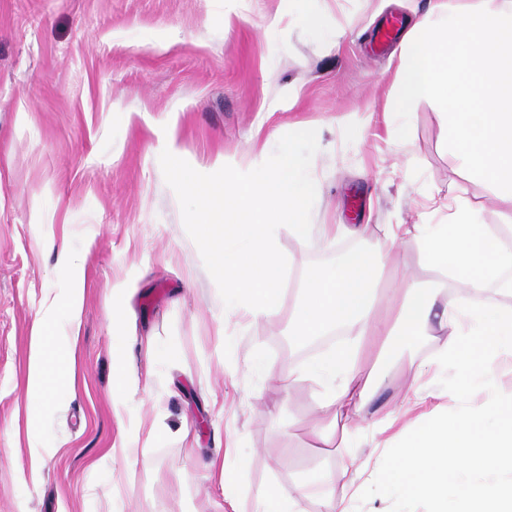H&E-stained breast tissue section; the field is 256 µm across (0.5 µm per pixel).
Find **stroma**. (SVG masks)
<instances>
[{
    "label": "stroma",
    "instance_id": "obj_1",
    "mask_svg": "<svg viewBox=\"0 0 512 512\" xmlns=\"http://www.w3.org/2000/svg\"><path fill=\"white\" fill-rule=\"evenodd\" d=\"M429 0H0V512H252L269 486L331 472L336 451L308 429L319 414L314 382L285 386L289 367L326 351L288 342L307 270L333 268L354 248L378 252L386 224L418 218L427 197L466 186L486 225L501 224L495 190L448 152L441 105L422 99L408 123L382 120L395 103L401 39L374 48L389 19L406 24ZM313 129L318 151L313 229L279 228L288 260L277 310L255 319L227 312L184 227L159 155L175 136L182 157L248 171L258 150ZM324 224H368L367 238L324 239ZM82 256L71 273L60 244ZM411 278L441 283L465 305L477 297L427 267L417 241L398 250ZM128 282L124 326L108 311ZM83 292L72 370L50 401L28 391L32 322L70 289ZM148 388L113 404L117 358ZM442 415L481 412L491 394L456 365L431 375ZM139 460L109 461L130 427ZM46 454L30 455L32 441ZM353 454L369 460L355 512H428L404 497L395 450L361 432ZM237 477L224 498L211 460Z\"/></svg>",
    "mask_w": 512,
    "mask_h": 512
}]
</instances>
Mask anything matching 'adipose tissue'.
I'll return each instance as SVG.
<instances>
[{"label": "adipose tissue", "instance_id": "obj_1", "mask_svg": "<svg viewBox=\"0 0 512 512\" xmlns=\"http://www.w3.org/2000/svg\"><path fill=\"white\" fill-rule=\"evenodd\" d=\"M405 54L393 84L402 102L438 101L446 110L448 145L459 168L493 185L505 229L488 228L464 188H456L446 224H393L388 251L356 249L345 254L334 272L310 271L298 291L288 335L301 344L336 328L349 340L302 367L300 376L320 385L318 410L327 413L314 426L317 436L348 440L363 410L389 381L394 351L412 347L417 337L438 328L448 341L436 358L409 360L413 377L457 363L476 371L484 388L499 387L489 351L502 337L512 338V0H432L404 39ZM419 240L432 267L451 272L466 294L495 288L478 309L461 308L441 289L396 274L392 291L378 301L380 270H393L394 252ZM73 356L58 352L49 316L37 315L28 362L31 388L50 396L56 376L69 371ZM435 394H417L416 407L427 410L429 425L420 431L392 409L379 418L380 431L398 443V463L408 470L400 489L428 500L430 512H448V488L457 475L476 465L512 466V396L490 401L482 413L448 418L433 407ZM494 418L487 428L485 418ZM458 512H512V484L497 488L473 483L460 492Z\"/></svg>", "mask_w": 512, "mask_h": 512}]
</instances>
